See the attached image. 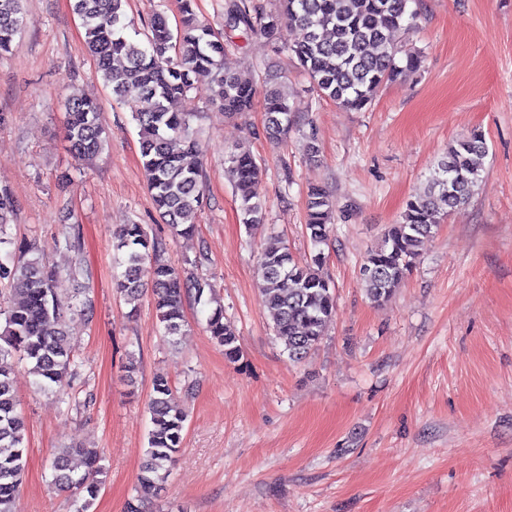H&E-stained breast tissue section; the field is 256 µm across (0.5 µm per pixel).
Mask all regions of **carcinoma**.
<instances>
[{
	"label": "carcinoma",
	"instance_id": "carcinoma-1",
	"mask_svg": "<svg viewBox=\"0 0 512 512\" xmlns=\"http://www.w3.org/2000/svg\"><path fill=\"white\" fill-rule=\"evenodd\" d=\"M269 10L261 0H224V29L244 36H260L292 55L308 74L321 96L351 110L371 106L380 88L400 75L415 72L421 57L400 45L393 35L416 24L414 0H276ZM126 0H74L84 42L97 71L112 96L129 108L137 124L140 152L152 200L159 217L174 236L195 233L204 198L201 136L193 125L194 113L182 103L192 92L232 118L252 110L257 86L241 80L224 67V33L200 20L194 0H179L181 19L171 28L165 11L155 10L149 33L139 40L129 33ZM298 26L302 38L288 41L283 20ZM28 18L23 0H0V58L11 52ZM265 135L279 140L296 123V109L287 87L276 82L265 89ZM66 138L80 162L104 149V129L98 102L73 95L64 102ZM482 132L453 141L431 168L423 194L409 200L401 220L387 227L382 243L359 268L366 295L374 302L387 300L418 258L422 239L476 194L483 182L475 157L486 152ZM225 169L232 177L239 201L241 223L252 230L266 221L259 188V166L248 150L226 151ZM335 202L323 188L308 190L306 230L316 249L307 264L296 262L277 235L259 254L265 287L264 302L272 330L284 343L291 362L313 351L335 313L334 286L321 272L322 246L332 231ZM14 214L10 190L0 186V512H17L16 500L25 471L26 420L19 410L10 368L4 360L17 354L29 365L36 385L52 391L67 374L79 376L73 344L66 330L65 303L55 294V268L46 264L35 246L16 244L8 232ZM56 245L74 254L69 274L85 273L79 258L80 231L64 224ZM112 248L122 271L115 277L118 293L139 311L151 291L156 318L168 336L185 327L184 303L199 299L204 286L184 277L164 258L165 248L143 224H124L113 233ZM206 331L230 361L239 359L233 329L224 322V308L208 315ZM172 387L163 375L154 377L147 409L148 431L144 460L127 503V512H146L160 497L170 468L180 451L185 415L172 404ZM101 454L95 448H62L53 457L55 485L62 491L86 493L85 504L95 499L101 481Z\"/></svg>",
	"mask_w": 512,
	"mask_h": 512
}]
</instances>
